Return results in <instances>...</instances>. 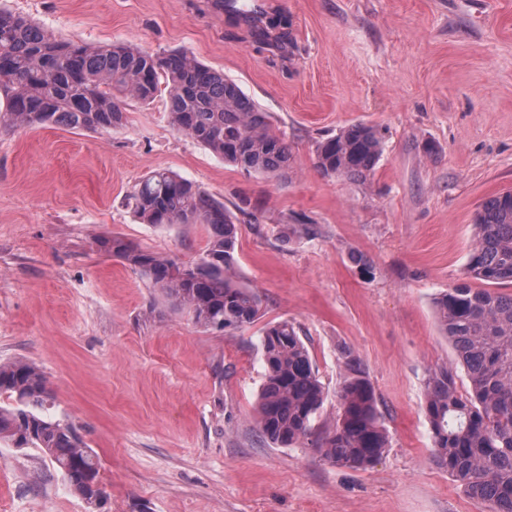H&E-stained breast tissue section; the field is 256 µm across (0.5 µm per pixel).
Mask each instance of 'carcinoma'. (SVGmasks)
I'll use <instances>...</instances> for the list:
<instances>
[{"mask_svg":"<svg viewBox=\"0 0 512 512\" xmlns=\"http://www.w3.org/2000/svg\"><path fill=\"white\" fill-rule=\"evenodd\" d=\"M259 52L294 47L288 19L261 13L248 20ZM166 90L169 119L178 131L246 172L288 177L292 154L262 112L224 74L181 51L152 54L118 44L62 41L21 16L0 9V126H62L109 131L125 120V99L150 103ZM382 152L378 130L351 125L324 139L316 167L327 177L365 180ZM144 224H203L209 246L179 262L119 239L112 254L147 276L172 305L207 330H239L260 316V296L235 280L233 217L202 187L167 170L151 173L127 196ZM475 237L464 280L433 301L440 330L454 345L469 387L452 371L428 374L424 414L432 433L430 462L445 470L487 512H512V191L488 199L474 217ZM484 284L475 288L472 282ZM265 382L257 421L281 447L309 443L328 462L366 469L381 457L388 435L375 390L357 356H346L337 391L336 424L313 437L326 399L305 342L288 321L260 338ZM0 439L16 448H40L69 486L91 504L100 500L99 457L73 428L51 413L49 380L24 360L0 364Z\"/></svg>","mask_w":512,"mask_h":512,"instance_id":"1","label":"carcinoma"}]
</instances>
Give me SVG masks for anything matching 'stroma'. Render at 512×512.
<instances>
[{
  "label": "stroma",
  "mask_w": 512,
  "mask_h": 512,
  "mask_svg": "<svg viewBox=\"0 0 512 512\" xmlns=\"http://www.w3.org/2000/svg\"><path fill=\"white\" fill-rule=\"evenodd\" d=\"M0 8L62 40L185 52L235 81L292 152L284 179L224 163L171 126L163 92L108 132L0 128V363L46 374L107 493L93 508L41 449L0 440V512H485L430 464L422 405L431 369L468 387L432 299L463 279L481 205L512 190V0H268L297 45L273 65L212 0ZM358 123L383 137L370 176L322 175L318 144ZM155 170L231 212L236 274L262 299L250 326L204 330L102 248L205 251L204 225L153 226L127 206ZM281 320L325 388L318 431L338 417L345 351L360 358L389 435L372 467L260 436V337Z\"/></svg>",
  "instance_id": "1"
}]
</instances>
